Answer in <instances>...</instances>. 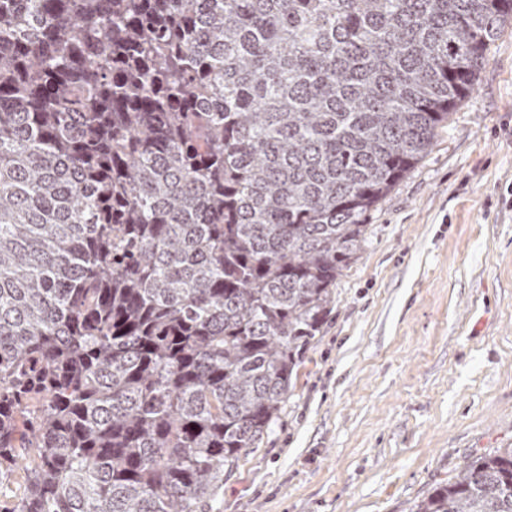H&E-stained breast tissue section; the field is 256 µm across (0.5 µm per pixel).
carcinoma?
Here are the masks:
<instances>
[{"mask_svg": "<svg viewBox=\"0 0 512 512\" xmlns=\"http://www.w3.org/2000/svg\"><path fill=\"white\" fill-rule=\"evenodd\" d=\"M512 0H0L10 512H202ZM411 512H512V448Z\"/></svg>", "mask_w": 512, "mask_h": 512, "instance_id": "1", "label": "carcinoma"}]
</instances>
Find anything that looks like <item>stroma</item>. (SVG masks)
Returning a JSON list of instances; mask_svg holds the SVG:
<instances>
[{
    "label": "stroma",
    "mask_w": 512,
    "mask_h": 512,
    "mask_svg": "<svg viewBox=\"0 0 512 512\" xmlns=\"http://www.w3.org/2000/svg\"><path fill=\"white\" fill-rule=\"evenodd\" d=\"M366 223L277 420L205 512H410L512 447V24Z\"/></svg>",
    "instance_id": "obj_1"
}]
</instances>
